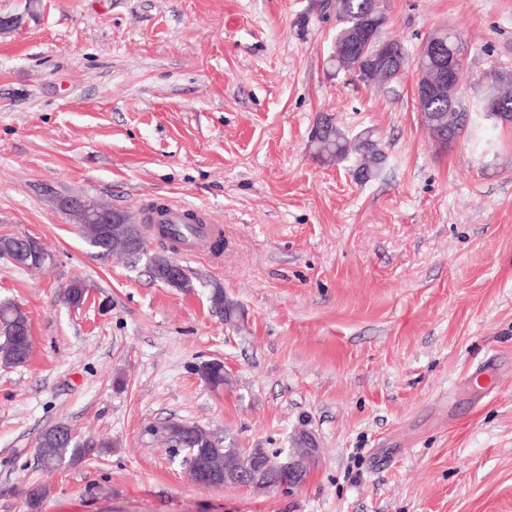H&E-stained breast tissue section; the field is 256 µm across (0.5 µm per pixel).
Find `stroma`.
<instances>
[{"label": "stroma", "mask_w": 512, "mask_h": 512, "mask_svg": "<svg viewBox=\"0 0 512 512\" xmlns=\"http://www.w3.org/2000/svg\"><path fill=\"white\" fill-rule=\"evenodd\" d=\"M381 4L408 53L461 32L460 98L512 77V0ZM0 17V237L50 256L0 258V301L33 341L0 364V512H512V124L493 154L440 149L414 70L385 88L332 74L336 30L311 0H0ZM323 114L374 129L376 176L356 153L314 158ZM63 197L134 218L198 206L224 250L182 258L198 282L183 292L98 256ZM76 278L92 288L78 309ZM212 360L219 389L199 374ZM168 418L280 463L303 431L319 452L291 489L206 486L145 436ZM59 423L105 449L42 470L36 440Z\"/></svg>", "instance_id": "obj_1"}]
</instances>
